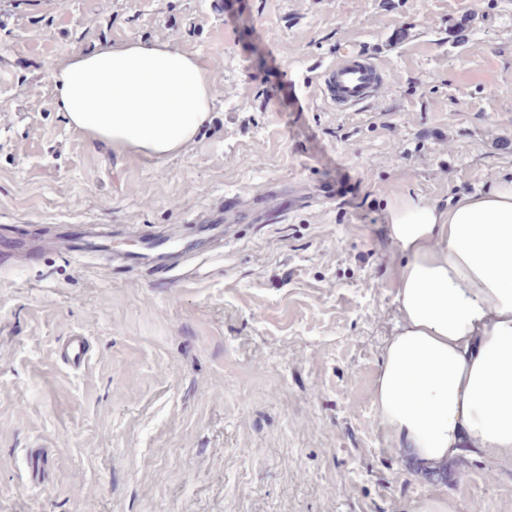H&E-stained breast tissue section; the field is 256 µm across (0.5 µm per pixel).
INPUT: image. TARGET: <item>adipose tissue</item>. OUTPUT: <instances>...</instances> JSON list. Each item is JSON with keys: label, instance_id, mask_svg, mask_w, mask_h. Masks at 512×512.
<instances>
[{"label": "adipose tissue", "instance_id": "1", "mask_svg": "<svg viewBox=\"0 0 512 512\" xmlns=\"http://www.w3.org/2000/svg\"><path fill=\"white\" fill-rule=\"evenodd\" d=\"M214 65L159 43L75 51L52 74L56 105L114 152L162 159L207 122ZM388 232L398 319L373 404L396 454L435 469L467 445L512 463V179L489 173L445 211L395 199Z\"/></svg>", "mask_w": 512, "mask_h": 512}]
</instances>
